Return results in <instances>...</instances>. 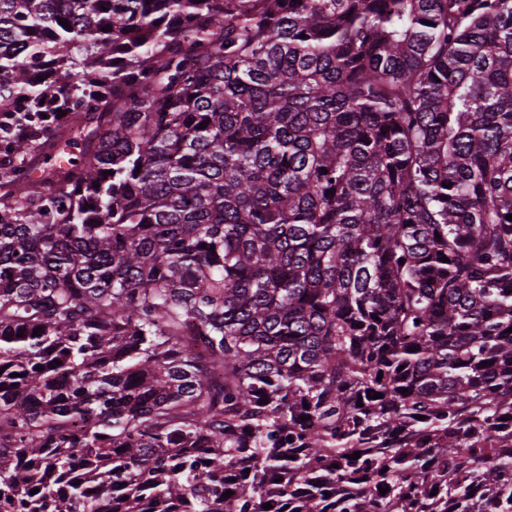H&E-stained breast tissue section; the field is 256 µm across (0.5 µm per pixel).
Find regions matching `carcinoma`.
<instances>
[{
	"instance_id": "1",
	"label": "carcinoma",
	"mask_w": 512,
	"mask_h": 512,
	"mask_svg": "<svg viewBox=\"0 0 512 512\" xmlns=\"http://www.w3.org/2000/svg\"><path fill=\"white\" fill-rule=\"evenodd\" d=\"M509 214L512 0H0V512H512Z\"/></svg>"
}]
</instances>
